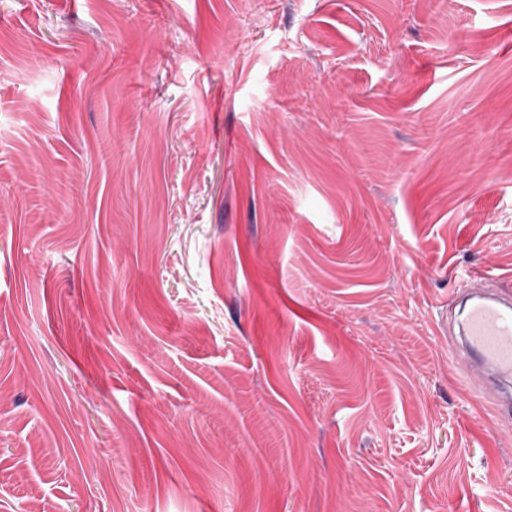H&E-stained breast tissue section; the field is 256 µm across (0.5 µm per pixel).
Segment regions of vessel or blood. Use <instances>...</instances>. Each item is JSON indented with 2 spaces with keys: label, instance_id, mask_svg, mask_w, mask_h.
<instances>
[{
  "label": "vessel or blood",
  "instance_id": "1",
  "mask_svg": "<svg viewBox=\"0 0 512 512\" xmlns=\"http://www.w3.org/2000/svg\"><path fill=\"white\" fill-rule=\"evenodd\" d=\"M461 285L473 294L458 322L452 358L466 376L482 375V391L493 398L512 383V291L483 273L466 275Z\"/></svg>",
  "mask_w": 512,
  "mask_h": 512
}]
</instances>
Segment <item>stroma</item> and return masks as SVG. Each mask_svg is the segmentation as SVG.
Wrapping results in <instances>:
<instances>
[{
  "mask_svg": "<svg viewBox=\"0 0 512 512\" xmlns=\"http://www.w3.org/2000/svg\"><path fill=\"white\" fill-rule=\"evenodd\" d=\"M484 270L512 0H0V512H512ZM460 282L461 288H495L471 296L458 322L461 341L452 349L455 364L471 379L482 375L481 391L495 399L512 383V292L505 289L512 286L483 273L468 274Z\"/></svg>",
  "mask_w": 512,
  "mask_h": 512,
  "instance_id": "stroma-1",
  "label": "stroma"
}]
</instances>
